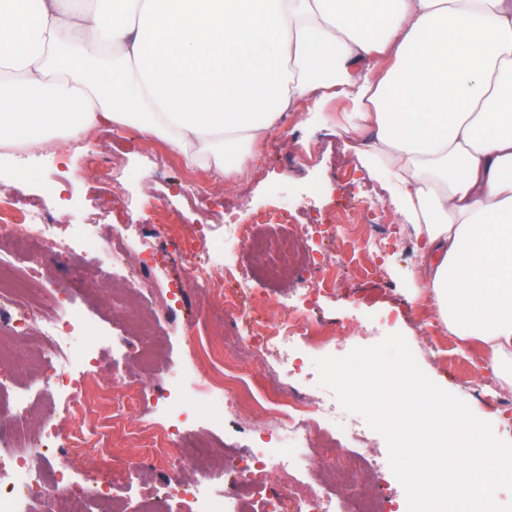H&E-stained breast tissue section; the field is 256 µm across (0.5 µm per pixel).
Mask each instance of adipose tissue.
<instances>
[{
	"label": "adipose tissue",
	"mask_w": 512,
	"mask_h": 512,
	"mask_svg": "<svg viewBox=\"0 0 512 512\" xmlns=\"http://www.w3.org/2000/svg\"><path fill=\"white\" fill-rule=\"evenodd\" d=\"M332 98L423 235L421 290L512 384V0H0L16 147L121 125L236 180L298 101L320 119Z\"/></svg>",
	"instance_id": "ef3b65f1"
}]
</instances>
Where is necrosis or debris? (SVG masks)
Instances as JSON below:
<instances>
[{
    "label": "necrosis or debris",
    "mask_w": 512,
    "mask_h": 512,
    "mask_svg": "<svg viewBox=\"0 0 512 512\" xmlns=\"http://www.w3.org/2000/svg\"><path fill=\"white\" fill-rule=\"evenodd\" d=\"M259 226L272 232L261 256L266 266L263 274L274 275L279 266L287 264L313 275L302 304L289 306L273 324L254 311L253 283L261 272L228 267L223 278H216L202 230L183 231L170 216L158 222L147 220L142 228L162 229L174 245L182 270L179 293L201 288L216 295L225 313L243 322L240 341L244 348L255 356L281 362L299 342L331 331L330 322L314 317L309 306L321 295L334 292L336 266L315 255L312 240L345 238L348 227L330 219L311 226L295 224L288 212H263L251 223L227 225L226 237L234 246L252 249L257 245L255 229ZM73 252L51 212L32 211L16 194L0 190V333H37L43 342L40 380L59 392L57 409L41 414L26 393L11 390L8 374L24 360V350L8 357L0 355V395L8 393L13 398L12 404L0 405V489L9 492L8 497L0 496V508L27 512L28 503L38 500L50 503V512H127L115 491L151 462L165 469L168 478L162 494L142 498L137 512H174L180 504L187 505L188 512H386L385 474L380 466L369 461L367 454L327 441L328 425L342 421L339 404L331 395L312 400L293 387L262 394L253 402L251 414L256 424L271 425L275 443L240 460L232 472L201 468V459L213 451L211 444L176 446L170 427L163 422H141L137 432L146 441L134 456L77 428L76 420L86 410L93 389L111 393L116 425L124 423L125 402L136 397L137 390L125 375L106 376L100 371L97 354L104 337L85 336V320L67 305L73 290L96 291L116 267L125 270L141 303H151L157 288L146 263L134 260L124 225H113L93 263L70 267L64 281L45 277L50 259ZM195 327L198 341L190 354L207 357L211 370L199 374L191 384L181 371L164 372L153 389L156 400L168 398L172 390L187 384L193 393L240 402L257 370L225 359L223 352L205 343L206 324L199 321ZM80 336L86 343L78 350L74 343ZM76 448L89 449L99 466L111 471L112 492L88 495L85 486L92 477L84 473L69 477L61 486L46 484L43 469L51 457L67 456ZM275 472L280 481L274 488L268 480ZM186 473L191 479L185 483L181 477ZM213 480L223 481V498H212L204 491V484Z\"/></svg>",
    "instance_id": "necrosis-or-debris-1"
}]
</instances>
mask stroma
Wrapping results in <instances>:
<instances>
[{"label": "stroma", "mask_w": 512, "mask_h": 512, "mask_svg": "<svg viewBox=\"0 0 512 512\" xmlns=\"http://www.w3.org/2000/svg\"><path fill=\"white\" fill-rule=\"evenodd\" d=\"M307 107V102H300L297 110L272 131V138L280 142V155H270L264 144H257L253 168L246 178L247 196L236 211L237 222L250 223L254 213L277 207L288 209L299 223L312 224L320 216L347 208L355 212L358 223L392 226L396 233L385 251L367 252L358 246L344 251L347 265L337 272L335 293L318 299V314L335 321V335L300 345L292 359L283 364L279 377L267 380V387L289 384L309 396H322L324 388L318 383L314 359L342 356L355 347L375 345L400 334L437 385L465 400L474 412L497 419L501 437L511 438L512 423L502 420L492 397L479 398L473 392L474 381L486 375L489 351L450 336L433 299L417 289L419 253L414 226L396 213L386 192L355 157L353 137L337 134L329 125L303 124ZM87 136L114 158L113 172L122 186L123 209L113 210L111 200L102 194L87 169L83 152L62 137L55 139L50 148L26 155L23 166L15 171H1L0 188L10 189L53 213L66 224V233L80 253L94 254L110 225L126 224L160 211L173 213L181 223L202 226L214 253L216 273H223L228 266L252 263L249 250L225 248L223 222L193 208L187 196L188 188H205L215 195L212 208L220 211L224 195L234 192L236 182L216 179L202 167L185 166L165 141L143 138L129 128L94 127ZM162 154L170 158L169 167L163 169L158 166ZM129 238L151 265L160 288L171 287L180 269L164 237L144 238L133 229ZM126 288V275L120 270L98 295L79 296L77 303L88 321L103 331L112 319L113 299L121 298ZM198 317L208 323L225 355L239 364L251 365V357L235 337L234 322L208 294L191 291L184 301L175 304L173 313L155 320L153 334L146 339L150 349L159 350L163 366L190 368L187 338L191 321ZM185 410L189 416L187 428L229 449L231 458L248 455L261 443L247 408H223L211 419L205 414L204 401L199 399L186 405Z\"/></svg>", "instance_id": "1"}]
</instances>
